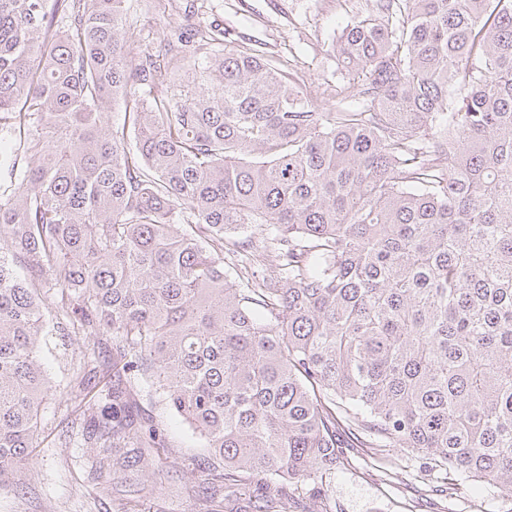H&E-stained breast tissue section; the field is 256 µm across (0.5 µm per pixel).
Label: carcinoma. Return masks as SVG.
I'll list each match as a JSON object with an SVG mask.
<instances>
[{
  "mask_svg": "<svg viewBox=\"0 0 512 512\" xmlns=\"http://www.w3.org/2000/svg\"><path fill=\"white\" fill-rule=\"evenodd\" d=\"M124 2L0 0V168L37 161L0 185V482L37 448L47 316L78 314L204 440L224 512H295L342 418L450 496L512 487V0L353 17L336 56L366 83L333 112L219 33L169 42L192 79L146 93L171 72L127 59ZM128 394L69 442L164 448Z\"/></svg>",
  "mask_w": 512,
  "mask_h": 512,
  "instance_id": "obj_1",
  "label": "carcinoma"
}]
</instances>
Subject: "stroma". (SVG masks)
<instances>
[{"label": "stroma", "instance_id": "stroma-1", "mask_svg": "<svg viewBox=\"0 0 512 512\" xmlns=\"http://www.w3.org/2000/svg\"><path fill=\"white\" fill-rule=\"evenodd\" d=\"M125 8L130 57L157 53L182 31L217 30L227 44L261 47L312 105L330 112L363 83L340 71L331 43L353 16L375 12L376 0H126ZM85 342L49 332L43 362L55 388L43 403L39 447L17 476L0 482V512H222L224 494L201 441L146 384L134 387L128 410L158 424L165 451L131 442L122 453L132 466L102 468L103 449L65 444L71 424L96 412L100 390L118 382L112 343L104 339L95 379L75 387ZM440 484L399 449L347 448L326 485L303 487L300 496L311 512H512V489L490 495L468 481L451 496Z\"/></svg>", "mask_w": 512, "mask_h": 512}]
</instances>
